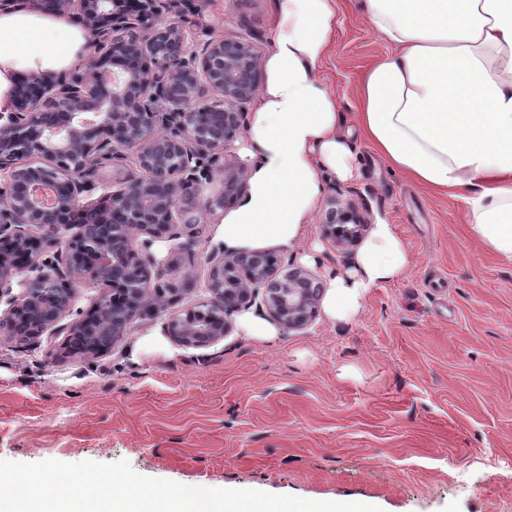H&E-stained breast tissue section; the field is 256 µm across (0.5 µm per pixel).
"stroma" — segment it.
Wrapping results in <instances>:
<instances>
[{"label":"stroma","mask_w":512,"mask_h":512,"mask_svg":"<svg viewBox=\"0 0 512 512\" xmlns=\"http://www.w3.org/2000/svg\"><path fill=\"white\" fill-rule=\"evenodd\" d=\"M199 38L250 37L271 49L275 0H195ZM387 52L361 0H336L321 75L345 119L368 67ZM359 180H327L298 247H273L279 272L320 278L346 268L323 224L330 200L394 224L408 273L371 288L339 323L317 313L271 341L231 331L204 348L166 332L167 317L205 299L206 257L222 211L151 251L194 282L185 299L132 322L113 350L86 356L66 332L0 335V459L113 463L185 485L357 500L381 512H512V263L471 238L460 199L429 193L355 140Z\"/></svg>","instance_id":"1"}]
</instances>
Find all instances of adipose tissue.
Here are the masks:
<instances>
[{"label": "adipose tissue", "instance_id": "adipose-tissue-1", "mask_svg": "<svg viewBox=\"0 0 512 512\" xmlns=\"http://www.w3.org/2000/svg\"><path fill=\"white\" fill-rule=\"evenodd\" d=\"M267 79L241 156L249 187L222 217L228 252L299 243L325 175L359 177L355 144L320 72L336 0H275ZM389 54L367 70L355 126L389 167L466 204L472 238L512 262V0H365ZM91 36L64 14L0 11V115L13 110L23 73L60 74L90 53ZM411 255L378 220L350 268L331 275L328 319L351 321L369 290L402 277Z\"/></svg>", "mask_w": 512, "mask_h": 512}]
</instances>
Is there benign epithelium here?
<instances>
[{
	"label": "benign epithelium",
	"mask_w": 512,
	"mask_h": 512,
	"mask_svg": "<svg viewBox=\"0 0 512 512\" xmlns=\"http://www.w3.org/2000/svg\"><path fill=\"white\" fill-rule=\"evenodd\" d=\"M194 0H0V10L67 14L92 38L82 70L17 79L13 112L0 125V334L31 339L66 326L90 356L110 351L143 316L191 292L151 253L155 240L176 238L204 215L236 201L245 167L220 154L245 125L244 107L262 78L245 37L200 40L189 14ZM130 151L136 170L99 204L80 206L100 183L103 165ZM221 175L218 194L204 187ZM329 237L338 245L363 237L368 222L350 203H331ZM57 251L44 256L49 244ZM275 255L264 250L207 256L208 298L166 322L185 347H206L232 329L230 316L261 298L281 328H306L324 282L297 266L272 279ZM30 276L13 295L16 271ZM87 275L120 287L88 313L74 310Z\"/></svg>",
	"instance_id": "7a95c632"
}]
</instances>
